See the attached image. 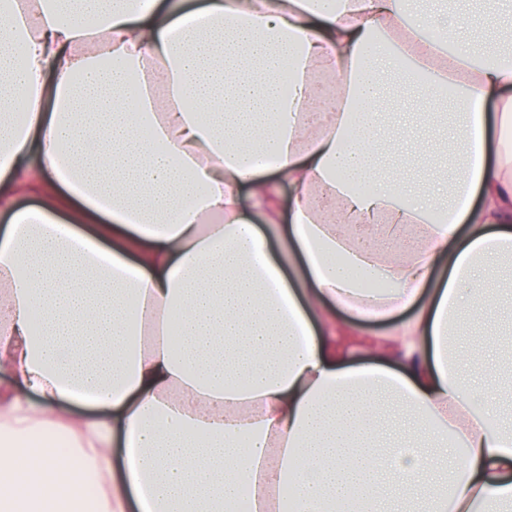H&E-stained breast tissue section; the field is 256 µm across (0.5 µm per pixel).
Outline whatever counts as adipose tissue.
I'll list each match as a JSON object with an SVG mask.
<instances>
[{
    "label": "adipose tissue",
    "mask_w": 512,
    "mask_h": 512,
    "mask_svg": "<svg viewBox=\"0 0 512 512\" xmlns=\"http://www.w3.org/2000/svg\"><path fill=\"white\" fill-rule=\"evenodd\" d=\"M501 3L432 38L406 0H0V195L47 188L0 234V512H512L451 342L512 263ZM393 77L461 100L424 195L371 164ZM338 307L415 314L350 364ZM63 402L98 414L59 449Z\"/></svg>",
    "instance_id": "adipose-tissue-1"
}]
</instances>
